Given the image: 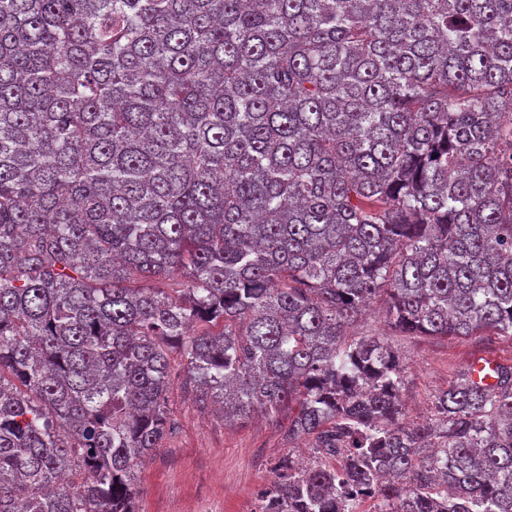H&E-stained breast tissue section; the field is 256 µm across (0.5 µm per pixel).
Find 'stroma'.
Segmentation results:
<instances>
[{"mask_svg": "<svg viewBox=\"0 0 512 512\" xmlns=\"http://www.w3.org/2000/svg\"><path fill=\"white\" fill-rule=\"evenodd\" d=\"M407 362L403 392L408 419L430 411L433 394L448 388L473 360L512 365V339L389 336ZM174 433L136 469L137 512H254L257 495L287 453L270 417L231 425L196 405L181 368L172 372Z\"/></svg>", "mask_w": 512, "mask_h": 512, "instance_id": "stroma-1", "label": "stroma"}]
</instances>
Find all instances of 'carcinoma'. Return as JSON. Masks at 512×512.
Listing matches in <instances>:
<instances>
[{
    "instance_id": "1",
    "label": "carcinoma",
    "mask_w": 512,
    "mask_h": 512,
    "mask_svg": "<svg viewBox=\"0 0 512 512\" xmlns=\"http://www.w3.org/2000/svg\"><path fill=\"white\" fill-rule=\"evenodd\" d=\"M378 297L512 338V0H0V512H136L175 354L309 439L256 512H512V365L403 422Z\"/></svg>"
}]
</instances>
